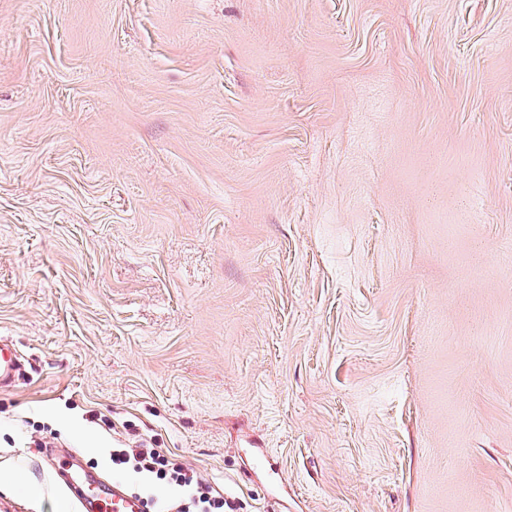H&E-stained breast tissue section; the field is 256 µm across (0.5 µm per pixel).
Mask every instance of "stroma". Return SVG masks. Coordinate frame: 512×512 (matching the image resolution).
<instances>
[{
  "mask_svg": "<svg viewBox=\"0 0 512 512\" xmlns=\"http://www.w3.org/2000/svg\"><path fill=\"white\" fill-rule=\"evenodd\" d=\"M511 250L512 0H0V512H512ZM18 370V357L15 349L0 340V385L11 382ZM139 448H112V467L137 475L143 481L139 496L145 499L147 511L154 510L155 499L150 495L154 482H162L174 487L177 495L162 500L159 512H223L224 504L234 510V506L224 501L213 486L199 472L187 466L178 456L164 454L158 448H149L141 443ZM74 488L80 495L85 510L91 512H143L144 500L137 495H129L121 481L113 479L112 484L91 473L76 471L73 477ZM217 494V495H216ZM145 510V511H146ZM2 483L6 485L7 489L16 494L19 497L37 500L42 497L43 486L37 482H21L15 480L10 475L6 474L2 478V472L0 471V485Z\"/></svg>",
  "mask_w": 512,
  "mask_h": 512,
  "instance_id": "35a3bbf8",
  "label": "stroma"
}]
</instances>
